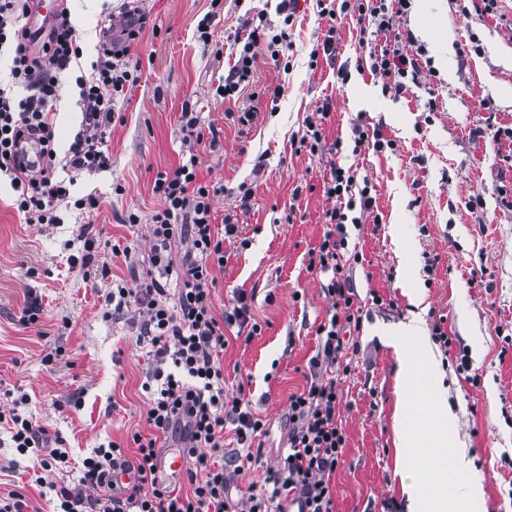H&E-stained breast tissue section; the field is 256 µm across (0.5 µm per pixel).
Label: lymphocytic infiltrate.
<instances>
[{"mask_svg":"<svg viewBox=\"0 0 512 512\" xmlns=\"http://www.w3.org/2000/svg\"><path fill=\"white\" fill-rule=\"evenodd\" d=\"M410 7L411 0H354L351 7L377 32L387 34L384 45L370 54V72L398 91L422 69L421 54L402 48L413 42L412 33L393 29L395 17ZM35 8L36 0H0V56L11 60L8 79L0 83V176L9 178L13 207L26 223L58 224L63 204L88 213L100 206L93 194L71 199L72 176L109 168L107 131L121 120L117 101L139 79L131 48L151 19L138 0H127L120 22L104 31L90 73L77 77L82 128L62 176L56 167L54 104L60 75L80 59L82 48L68 8L34 30L26 20ZM265 35L261 24L249 32L218 88L224 99H233L249 82L255 49ZM180 123L192 152L176 169L156 173L153 191L163 205L150 216L149 254L131 265L128 279L113 281L108 294L113 315L125 317L137 343L151 349V368L142 384L147 432L132 433L125 444L112 441L94 448L82 461L77 485L68 487L55 481L68 468L64 440L21 414L27 395L14 398L9 411H0V425L18 454L33 462L36 486L52 492V512H288L292 503L301 512H335L336 470L346 445L337 412L339 385L351 372L343 357L344 335L359 331L362 322L343 251L348 224H360L373 214L375 199L368 189H357L355 170L331 167L323 187L335 205L326 213L327 229L308 263L309 270L326 275L322 289L331 308L315 330L319 346L308 362L310 377L301 392L289 397L287 454L266 470L260 488L232 499L228 489L235 476L262 466L263 451L255 443L266 428L250 402L225 398L220 355L228 344L226 329L235 326L254 337L262 326L254 321L245 292L234 295L223 310L215 308L217 274L228 260L224 242L237 238L239 226L228 217L223 234L215 233L212 201L218 189L201 177L194 152L206 137H217L218 128L202 124L188 108ZM180 239L189 240L190 246L176 260L172 245ZM228 431L233 434L229 449L224 446ZM164 434L175 436L188 463L189 490L155 478ZM128 444L136 449L138 480L121 488L112 485L110 474L124 462Z\"/></svg>","mask_w":512,"mask_h":512,"instance_id":"lymphocytic-infiltrate-1","label":"lymphocytic infiltrate"}]
</instances>
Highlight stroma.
<instances>
[{"instance_id": "stroma-1", "label": "stroma", "mask_w": 512, "mask_h": 512, "mask_svg": "<svg viewBox=\"0 0 512 512\" xmlns=\"http://www.w3.org/2000/svg\"><path fill=\"white\" fill-rule=\"evenodd\" d=\"M278 2L224 0L206 43L195 29L210 0H145L156 29L143 36L137 84L117 104L124 121L112 130L111 165L78 176L73 188L77 196L97 193V212H68L55 226L27 224L11 206L9 185L0 186V390L27 394L26 414L61 434L70 455L64 479L71 483L93 448L125 440L137 428L148 350L125 320L109 318L110 281L71 259L91 239L95 265L124 279L128 264L113 254V243L148 251L147 220L161 205L154 178L179 165L180 116L188 106L220 131L215 146L198 150L202 177L224 187L213 200L214 227L223 231L225 214H233L250 240L244 250L225 242L216 304L240 291L253 294L252 313L264 325L250 342L230 341L223 360L227 396L244 393L267 421L266 465L284 443L288 397L306 384L315 328L330 306L319 275L307 268L333 206L323 181L332 165L351 166L358 181L371 185L378 219L347 229L344 258L363 323L345 352L351 372L341 385L340 415L347 443L336 508L383 512L391 500L396 512H407L404 486L413 476L401 463L412 451L397 447L395 428L418 431V417L398 406L399 361L384 338L413 311L418 293L425 325L446 317L452 339L431 387L446 391L453 415L448 454L465 451L471 466H449L448 478L462 487L481 483L467 512H512V139L503 134L512 128V0H499L490 15L469 0H413L396 25L411 30L433 70L399 95L360 68L381 41L373 26L359 25L346 11L320 15L316 0H297L287 23ZM67 6L80 26L78 67L86 72L121 0ZM259 15L271 33L287 32L290 45L281 48L278 67L258 47L249 85L237 102H225L216 89L242 48V21ZM330 35L331 56L321 51ZM442 41L449 48L441 58ZM278 84L284 91L275 98L270 91ZM324 106L329 115L319 151L295 152L307 119ZM251 107L258 116L240 134L232 116ZM81 112L74 77L65 75L56 103L59 155L73 143ZM358 122L393 140V148L355 146ZM116 183L122 195L113 194ZM245 187L251 197L244 204ZM131 210L142 223L125 224ZM357 252L362 260H354ZM375 292L384 305H373ZM30 301L43 308L32 325L22 319ZM56 350L61 359L46 363ZM460 355L468 370L458 369ZM0 458L18 461L16 470L0 473V492L24 488L30 512H50L31 483L32 461L17 457L1 428Z\"/></svg>"}]
</instances>
